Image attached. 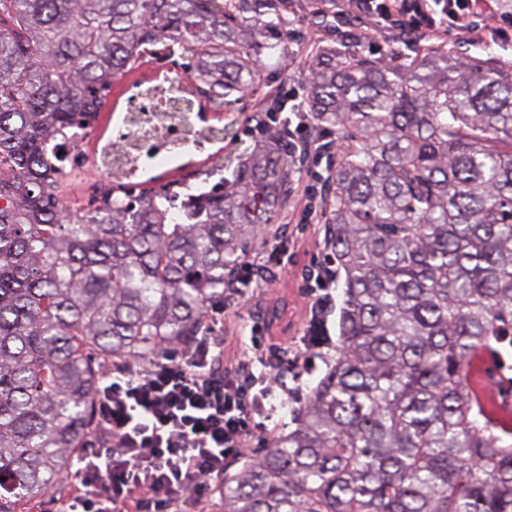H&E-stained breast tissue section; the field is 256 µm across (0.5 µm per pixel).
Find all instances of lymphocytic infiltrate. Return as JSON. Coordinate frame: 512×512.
<instances>
[{"label": "lymphocytic infiltrate", "mask_w": 512, "mask_h": 512, "mask_svg": "<svg viewBox=\"0 0 512 512\" xmlns=\"http://www.w3.org/2000/svg\"><path fill=\"white\" fill-rule=\"evenodd\" d=\"M363 13L371 32L440 37L447 24L477 38L512 24V0H336ZM224 339L164 348L147 370L99 387L101 437L74 463L71 493L55 512H210L224 463L261 430L260 397L281 384L280 348L252 339L241 370L223 367ZM261 372H253L252 364Z\"/></svg>", "instance_id": "1"}]
</instances>
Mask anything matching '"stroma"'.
<instances>
[{"label": "stroma", "instance_id": "1", "mask_svg": "<svg viewBox=\"0 0 512 512\" xmlns=\"http://www.w3.org/2000/svg\"><path fill=\"white\" fill-rule=\"evenodd\" d=\"M287 9L290 24L283 54L264 55L260 89L226 107L217 119L227 131L223 143L225 169L234 168L239 156L253 147L255 123L279 91L294 89L299 95H306L303 66L309 47L339 39L336 20L329 19L320 26L311 22L316 13L333 12L332 0H288ZM441 42L455 57L490 56L503 64L512 62V28L503 31L496 41L474 43L452 27ZM307 139L311 144L309 159L279 217L276 236L259 250L256 276L241 281L227 309L215 317L217 331L224 338L225 370L236 368L240 349L255 325L265 342L288 352L301 348L310 309L321 298L327 301L321 318L328 334H337L341 291L313 288L310 278L311 272L327 264L320 197L322 178L336 159V144L332 134L313 127L309 128Z\"/></svg>", "mask_w": 512, "mask_h": 512}]
</instances>
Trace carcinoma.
I'll use <instances>...</instances> for the list:
<instances>
[{
    "mask_svg": "<svg viewBox=\"0 0 512 512\" xmlns=\"http://www.w3.org/2000/svg\"><path fill=\"white\" fill-rule=\"evenodd\" d=\"M286 0H0V512L46 500L102 429L107 363L212 332L308 153L279 106L233 180L157 200L103 193L63 215L46 143L93 128L143 46L191 61L190 120L262 80ZM360 38L305 62L302 118L336 136L322 199L342 273L324 374L288 397L292 427L233 474L224 512H512V422L472 392L474 361L512 383V64Z\"/></svg>",
    "mask_w": 512,
    "mask_h": 512,
    "instance_id": "1",
    "label": "carcinoma"
}]
</instances>
